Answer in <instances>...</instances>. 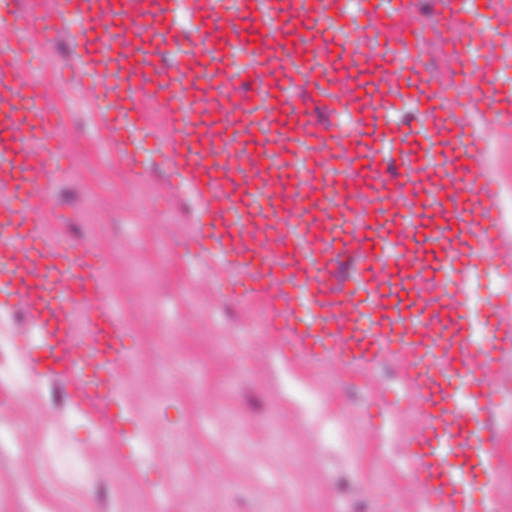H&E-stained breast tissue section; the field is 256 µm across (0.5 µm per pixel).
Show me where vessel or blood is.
<instances>
[{"instance_id":"b4317fda","label":"vessel or blood","mask_w":512,"mask_h":512,"mask_svg":"<svg viewBox=\"0 0 512 512\" xmlns=\"http://www.w3.org/2000/svg\"><path fill=\"white\" fill-rule=\"evenodd\" d=\"M409 0H193L190 25L175 0H54L33 17L24 0H0V303L23 307L22 343L31 374L54 384L82 380L75 402L112 407L109 430L143 436L125 406L123 367L133 357L126 325L84 243L45 238L41 195L70 153L50 134L37 76L61 30L85 78H107L101 110L113 143L139 156L145 134L138 100L167 116L156 150L200 203L191 251L220 260L241 302L265 299L286 340L316 362L366 367L395 355L411 377L423 425L405 441L424 512H495L498 450L489 427L491 381L512 354V289L475 304L471 283L500 277V239L489 201L490 173L466 113L421 64L429 30H388ZM482 17L501 46L497 0H438L434 27L453 30ZM44 39L32 46L28 29ZM252 56L249 72L238 52ZM460 81L496 113L512 112V67L483 65L473 40L455 46ZM26 90H19L20 74ZM248 88L224 109L228 80ZM304 102L283 101L288 84ZM413 100L418 126L398 121ZM348 104L356 117L358 162L343 161L334 125L311 112ZM369 178L371 210L345 224L355 170ZM85 320L77 335L73 316Z\"/></svg>"}]
</instances>
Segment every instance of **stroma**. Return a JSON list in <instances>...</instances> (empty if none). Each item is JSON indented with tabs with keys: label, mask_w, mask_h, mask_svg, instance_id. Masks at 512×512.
<instances>
[{
	"label": "stroma",
	"mask_w": 512,
	"mask_h": 512,
	"mask_svg": "<svg viewBox=\"0 0 512 512\" xmlns=\"http://www.w3.org/2000/svg\"><path fill=\"white\" fill-rule=\"evenodd\" d=\"M70 41L42 78L73 155L43 225L105 260L136 346L122 399L149 448L133 463L105 428L107 406L50 400L36 378L0 386V512H416L402 444L421 416L384 398L408 384L405 367L314 365L263 303L221 296L224 268L189 250L194 194L113 146L97 110L107 89L83 87ZM53 443L82 457L85 477L49 460Z\"/></svg>",
	"instance_id": "35a3bbf8"
}]
</instances>
